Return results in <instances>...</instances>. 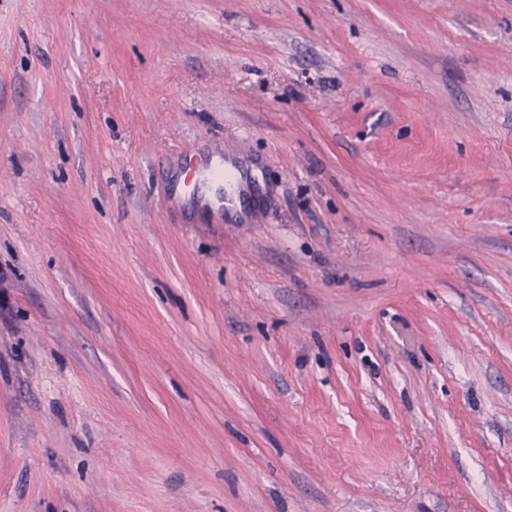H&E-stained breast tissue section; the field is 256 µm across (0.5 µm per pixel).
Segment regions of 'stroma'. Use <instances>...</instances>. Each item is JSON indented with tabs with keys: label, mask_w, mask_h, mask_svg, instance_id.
Instances as JSON below:
<instances>
[{
	"label": "stroma",
	"mask_w": 512,
	"mask_h": 512,
	"mask_svg": "<svg viewBox=\"0 0 512 512\" xmlns=\"http://www.w3.org/2000/svg\"><path fill=\"white\" fill-rule=\"evenodd\" d=\"M0 512H512V0H0Z\"/></svg>",
	"instance_id": "obj_1"
}]
</instances>
